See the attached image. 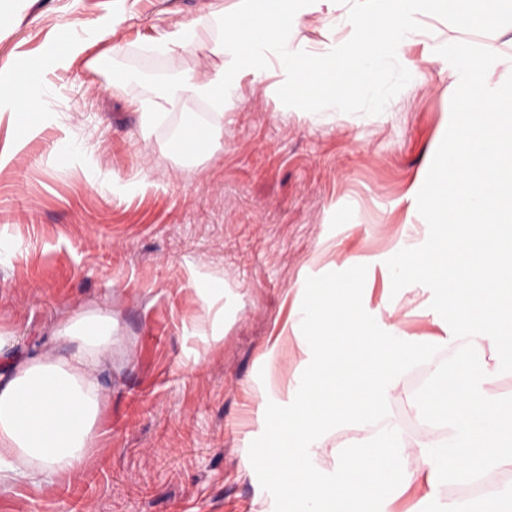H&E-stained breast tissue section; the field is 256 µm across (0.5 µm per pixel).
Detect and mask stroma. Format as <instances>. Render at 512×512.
Returning a JSON list of instances; mask_svg holds the SVG:
<instances>
[{
  "label": "stroma",
  "instance_id": "1",
  "mask_svg": "<svg viewBox=\"0 0 512 512\" xmlns=\"http://www.w3.org/2000/svg\"><path fill=\"white\" fill-rule=\"evenodd\" d=\"M209 0H0V85L16 73L45 95L49 121L0 164V325L18 351L51 349L57 323L90 309L111 315L112 357L101 436L65 482L0 492V512H256L261 489L247 436L268 379L288 386L302 371L295 339L269 371L264 354L301 305L307 277L328 265L367 263L368 310L388 311L411 336L442 328L428 292L392 293L386 261L403 230L421 223L416 196L450 120L451 64L436 54L455 42L451 24L422 18L403 59L411 82L382 114L310 113L284 106L267 83L239 73L223 112L202 100L166 115L143 137L135 99L148 88H112L92 60L148 74L209 76L221 64L211 41L167 54L153 40L204 13ZM84 46L52 52L60 29ZM343 22L306 15L295 41L312 46L351 36ZM498 54L491 82L512 75V26L468 33ZM224 129L223 147L184 166L167 144L185 113ZM72 139L84 157L67 159ZM146 189L116 195L111 177ZM234 303L219 343L193 330L205 299L199 272ZM411 374L389 402L386 426L412 442ZM377 431L345 425L327 433L315 459L332 471L340 451Z\"/></svg>",
  "mask_w": 512,
  "mask_h": 512
}]
</instances>
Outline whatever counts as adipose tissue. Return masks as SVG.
Segmentation results:
<instances>
[{
    "mask_svg": "<svg viewBox=\"0 0 512 512\" xmlns=\"http://www.w3.org/2000/svg\"><path fill=\"white\" fill-rule=\"evenodd\" d=\"M16 144L45 118L43 102L20 85L0 92V112L16 117ZM58 349L17 355L0 327V489L56 484L81 469L97 444L103 389L98 369L112 353V317L97 310L72 316L56 331Z\"/></svg>",
    "mask_w": 512,
    "mask_h": 512,
    "instance_id": "adipose-tissue-1",
    "label": "adipose tissue"
}]
</instances>
